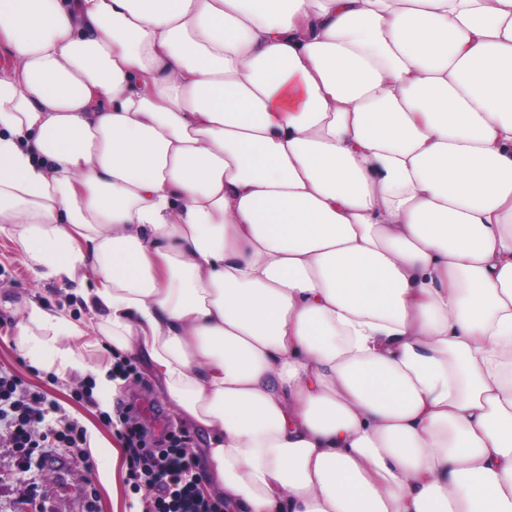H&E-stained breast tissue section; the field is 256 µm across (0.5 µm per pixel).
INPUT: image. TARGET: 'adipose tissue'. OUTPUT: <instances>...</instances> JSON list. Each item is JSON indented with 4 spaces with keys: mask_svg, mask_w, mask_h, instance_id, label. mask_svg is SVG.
<instances>
[{
    "mask_svg": "<svg viewBox=\"0 0 512 512\" xmlns=\"http://www.w3.org/2000/svg\"><path fill=\"white\" fill-rule=\"evenodd\" d=\"M0 50V232L224 512H512V0H0Z\"/></svg>",
    "mask_w": 512,
    "mask_h": 512,
    "instance_id": "obj_1",
    "label": "adipose tissue"
}]
</instances>
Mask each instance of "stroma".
Masks as SVG:
<instances>
[{"mask_svg": "<svg viewBox=\"0 0 512 512\" xmlns=\"http://www.w3.org/2000/svg\"><path fill=\"white\" fill-rule=\"evenodd\" d=\"M0 290L14 301L36 297L64 311L69 318L95 334L96 321L80 298L69 295L61 286L41 279L25 264L7 234L0 233ZM20 316L0 309V370L22 379L25 387L44 392L65 408L90 432H98L106 446L98 455L88 448H49L35 456L30 469H21L8 442L0 443V512H143V494L137 493L130 479L127 460L113 462L110 445L116 437L101 420V411H114L118 400L134 401L136 417L145 426L162 420L165 431L187 438L191 453L201 449L199 435L184 424L145 366H138L135 377L120 386L117 393L94 392L93 403H77L71 394L91 384L92 372L112 359L109 347L95 346L85 351L88 373L60 379L37 368L15 346Z\"/></svg>", "mask_w": 512, "mask_h": 512, "instance_id": "1", "label": "stroma"}]
</instances>
